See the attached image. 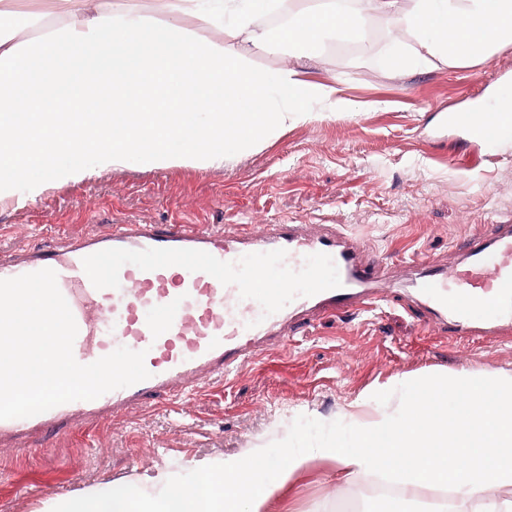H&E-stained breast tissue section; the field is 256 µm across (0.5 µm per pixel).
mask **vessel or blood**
Instances as JSON below:
<instances>
[{"mask_svg": "<svg viewBox=\"0 0 512 512\" xmlns=\"http://www.w3.org/2000/svg\"><path fill=\"white\" fill-rule=\"evenodd\" d=\"M449 126L490 144L512 118L489 124L452 112ZM456 277L434 259H408L393 298L426 325L451 336L512 334V222L483 225L462 245ZM319 260L315 273L311 260ZM53 269L78 327L77 362L119 347L145 352L148 379L93 400L0 420V445L76 433L158 400L178 402L245 368L275 343L304 334L312 321L373 308L387 267L364 260L337 225L275 223L257 232L199 230L192 224H116L64 245L21 244L0 253V279Z\"/></svg>", "mask_w": 512, "mask_h": 512, "instance_id": "b4317fda", "label": "vessel or blood"}]
</instances>
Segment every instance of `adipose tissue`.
Segmentation results:
<instances>
[{
	"label": "adipose tissue",
	"instance_id": "obj_1",
	"mask_svg": "<svg viewBox=\"0 0 512 512\" xmlns=\"http://www.w3.org/2000/svg\"><path fill=\"white\" fill-rule=\"evenodd\" d=\"M0 0V204L131 164L221 168L288 126L355 112L328 83L305 80L328 34L366 53L392 45L402 75L479 64L512 45V0ZM41 21L19 38V19ZM291 46L276 71L257 52ZM68 164H59V157ZM398 414L347 413L352 440L284 452L290 476L314 458L346 476L386 469L405 487L452 486L482 512H512V376L436 375L407 386Z\"/></svg>",
	"mask_w": 512,
	"mask_h": 512
}]
</instances>
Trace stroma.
<instances>
[{
    "instance_id": "35a3bbf8",
    "label": "stroma",
    "mask_w": 512,
    "mask_h": 512,
    "mask_svg": "<svg viewBox=\"0 0 512 512\" xmlns=\"http://www.w3.org/2000/svg\"><path fill=\"white\" fill-rule=\"evenodd\" d=\"M306 77L336 82L358 111L290 127L222 169L130 166L53 187L25 207L0 208V251L101 235L121 221L233 233L285 220L340 225L398 280L408 249L456 273L458 243L512 214V139L487 145L445 121L512 84V46L474 66L394 78L382 54L362 55L351 41L332 46ZM462 369L512 375V338L442 336L386 302L322 318L230 385L215 382L185 403L136 409L86 432L0 447V512H50L89 487L241 456L284 438L298 415L339 420L366 397L391 412L407 397L403 380ZM373 482L343 479L335 463L314 459L274 480L260 512H332L336 498L360 496Z\"/></svg>"
}]
</instances>
